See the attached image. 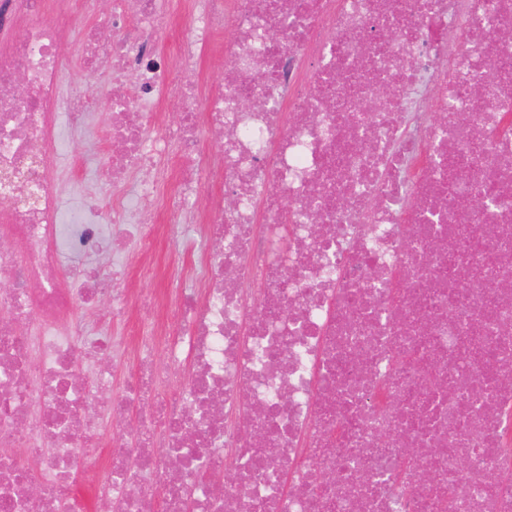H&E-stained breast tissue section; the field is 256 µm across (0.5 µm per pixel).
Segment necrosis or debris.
I'll return each mask as SVG.
<instances>
[{"instance_id":"1","label":"necrosis or debris","mask_w":512,"mask_h":512,"mask_svg":"<svg viewBox=\"0 0 512 512\" xmlns=\"http://www.w3.org/2000/svg\"><path fill=\"white\" fill-rule=\"evenodd\" d=\"M89 15L83 67L117 81L104 175L80 183L65 144L90 101L59 48ZM3 32L0 512H83L82 485L118 512H512V136L490 135L512 113V0H0ZM171 153L175 182L116 193ZM149 208L205 242L197 288L168 282L178 388L157 329L115 333L116 257L153 249ZM121 352L139 372L117 393ZM134 405L131 447L75 470L97 407Z\"/></svg>"}]
</instances>
